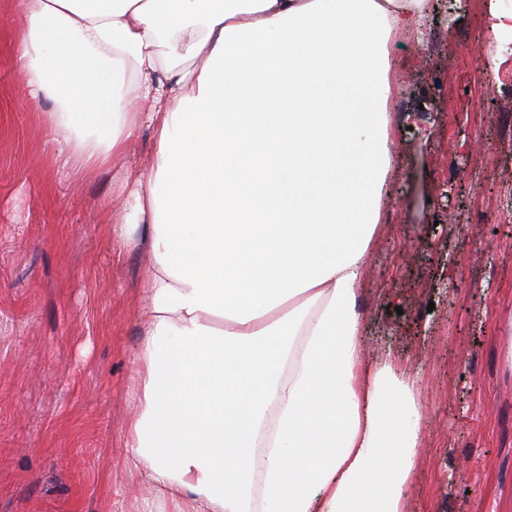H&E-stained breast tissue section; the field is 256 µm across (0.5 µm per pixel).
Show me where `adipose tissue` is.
<instances>
[{
  "instance_id": "ef3b65f1",
  "label": "adipose tissue",
  "mask_w": 512,
  "mask_h": 512,
  "mask_svg": "<svg viewBox=\"0 0 512 512\" xmlns=\"http://www.w3.org/2000/svg\"><path fill=\"white\" fill-rule=\"evenodd\" d=\"M15 62L92 177L157 149L125 448L187 512H404L416 375L367 365L359 294L392 168L391 38L428 0H17Z\"/></svg>"
}]
</instances>
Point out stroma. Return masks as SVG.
<instances>
[{
  "mask_svg": "<svg viewBox=\"0 0 512 512\" xmlns=\"http://www.w3.org/2000/svg\"><path fill=\"white\" fill-rule=\"evenodd\" d=\"M488 7L432 0L424 44L389 43L394 168L360 309L368 359L421 382L405 512H512V42ZM22 24L0 0V512H176L124 448L149 259L109 233L155 138L68 175L12 63Z\"/></svg>",
  "mask_w": 512,
  "mask_h": 512,
  "instance_id": "obj_1",
  "label": "stroma"
}]
</instances>
